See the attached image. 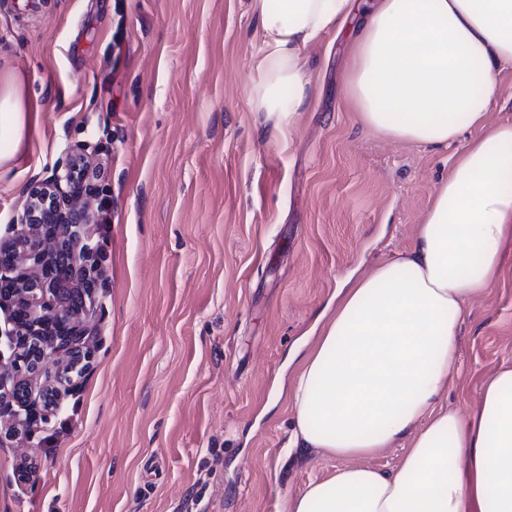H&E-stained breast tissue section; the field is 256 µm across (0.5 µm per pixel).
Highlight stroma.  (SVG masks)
<instances>
[{"mask_svg":"<svg viewBox=\"0 0 512 512\" xmlns=\"http://www.w3.org/2000/svg\"><path fill=\"white\" fill-rule=\"evenodd\" d=\"M351 34L308 48L318 90L281 138L248 104L249 0H0V73L41 106L0 166V238L89 143L102 244L94 358L30 439L0 441V512H280L338 467L286 450L292 354L340 279L412 247L457 151L358 123ZM501 259L505 278L463 310L447 403L464 415L512 367V241Z\"/></svg>","mask_w":512,"mask_h":512,"instance_id":"35a3bbf8","label":"stroma"}]
</instances>
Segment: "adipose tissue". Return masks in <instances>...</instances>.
<instances>
[{
  "label": "adipose tissue",
  "instance_id": "adipose-tissue-1",
  "mask_svg": "<svg viewBox=\"0 0 512 512\" xmlns=\"http://www.w3.org/2000/svg\"><path fill=\"white\" fill-rule=\"evenodd\" d=\"M261 47L251 111L290 131L315 93L306 55L352 16L346 106L401 144L457 141L412 248L346 276L336 308L290 389L291 444L345 459L286 497L281 512H512V367L483 384L470 415L443 404L462 310L503 278L512 239V117L491 124L497 77L512 69V0H250ZM39 107L0 77V164ZM397 469L369 460L398 441Z\"/></svg>",
  "mask_w": 512,
  "mask_h": 512
}]
</instances>
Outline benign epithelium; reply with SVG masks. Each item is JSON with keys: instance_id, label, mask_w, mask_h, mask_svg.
Listing matches in <instances>:
<instances>
[{"instance_id": "benign-epithelium-1", "label": "benign epithelium", "mask_w": 512, "mask_h": 512, "mask_svg": "<svg viewBox=\"0 0 512 512\" xmlns=\"http://www.w3.org/2000/svg\"><path fill=\"white\" fill-rule=\"evenodd\" d=\"M74 165L32 186L22 214L12 219L22 229L0 242L7 259L0 263V282L11 285L0 290V305L12 307L7 326L0 328V418L14 420V434L27 435V424L43 421L60 409L59 394L43 388L40 403L29 402L31 382L51 362L61 375L77 364L90 362V342L96 336V310L86 306L95 291L91 273L99 244L89 241L84 226L91 223L88 196L91 189L76 182ZM70 256L68 283L55 277L52 257L59 249ZM8 363H3V359ZM25 411V418L14 406Z\"/></svg>"}]
</instances>
